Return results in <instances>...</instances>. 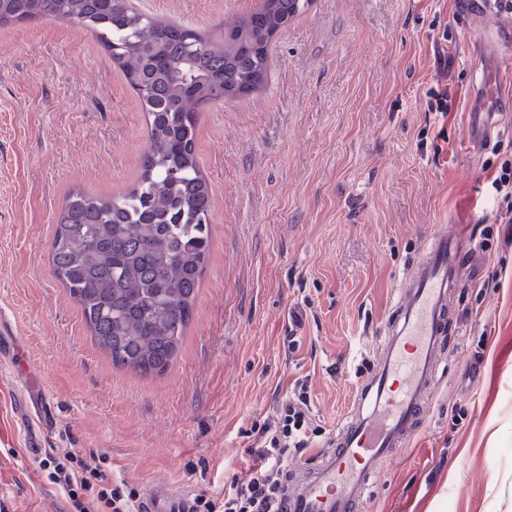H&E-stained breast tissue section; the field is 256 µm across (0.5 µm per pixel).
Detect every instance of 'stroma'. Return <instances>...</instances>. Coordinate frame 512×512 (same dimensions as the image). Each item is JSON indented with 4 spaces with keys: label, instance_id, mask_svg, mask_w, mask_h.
<instances>
[{
    "label": "stroma",
    "instance_id": "obj_1",
    "mask_svg": "<svg viewBox=\"0 0 512 512\" xmlns=\"http://www.w3.org/2000/svg\"><path fill=\"white\" fill-rule=\"evenodd\" d=\"M206 37L262 0H130ZM512 73L462 0H311L272 43L267 84L197 114L210 259L162 374L113 366L51 273L56 217L80 190L118 195L147 149L139 99L97 37L45 17L0 25V512H68L48 464L76 453L140 490L222 494L250 473L254 421L306 381L325 448L404 272L428 235L477 248L456 340L419 437L375 477L365 512H512V224L469 149L472 56ZM448 91V117L428 111ZM493 228L485 238L484 225Z\"/></svg>",
    "mask_w": 512,
    "mask_h": 512
}]
</instances>
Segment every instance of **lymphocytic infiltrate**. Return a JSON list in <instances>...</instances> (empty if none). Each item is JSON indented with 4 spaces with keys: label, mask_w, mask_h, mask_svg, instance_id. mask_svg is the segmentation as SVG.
<instances>
[{
    "label": "lymphocytic infiltrate",
    "mask_w": 512,
    "mask_h": 512,
    "mask_svg": "<svg viewBox=\"0 0 512 512\" xmlns=\"http://www.w3.org/2000/svg\"><path fill=\"white\" fill-rule=\"evenodd\" d=\"M321 426L312 415L307 385H300L292 401L282 404L275 425L253 424L252 455L260 465L248 478L232 477L222 496L198 495L194 512H283L280 475L290 461L301 457ZM63 486L74 512H136L141 498L127 481L108 480L104 471L89 467L81 457L66 455L49 474Z\"/></svg>",
    "instance_id": "f902f5d3"
}]
</instances>
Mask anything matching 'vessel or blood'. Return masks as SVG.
I'll list each match as a JSON object with an SVG mask.
<instances>
[{"mask_svg":"<svg viewBox=\"0 0 512 512\" xmlns=\"http://www.w3.org/2000/svg\"><path fill=\"white\" fill-rule=\"evenodd\" d=\"M476 94L467 135L479 153L506 128L500 116L512 82L483 59L473 70ZM475 242L467 228L433 232L411 263L379 336L370 372L327 448L291 465L283 481L286 512H362L375 474L404 453L421 432L448 358L449 301L460 288ZM191 491L170 486L146 492L138 512H192Z\"/></svg>","mask_w":512,"mask_h":512,"instance_id":"vessel-or-blood-1","label":"vessel or blood"}]
</instances>
